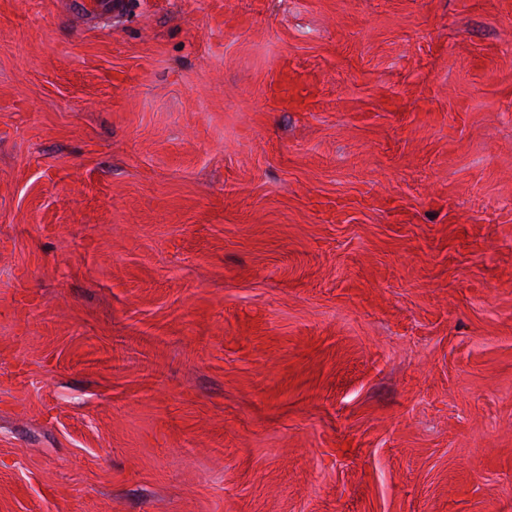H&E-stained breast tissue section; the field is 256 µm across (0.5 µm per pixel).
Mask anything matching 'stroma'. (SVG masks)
<instances>
[{
    "label": "stroma",
    "instance_id": "35a3bbf8",
    "mask_svg": "<svg viewBox=\"0 0 512 512\" xmlns=\"http://www.w3.org/2000/svg\"><path fill=\"white\" fill-rule=\"evenodd\" d=\"M0 512H512V0H0ZM73 9L81 16L120 15L126 10L124 0H72Z\"/></svg>",
    "mask_w": 512,
    "mask_h": 512
}]
</instances>
